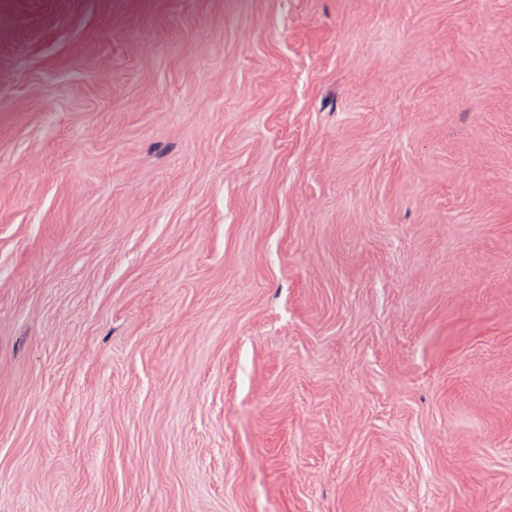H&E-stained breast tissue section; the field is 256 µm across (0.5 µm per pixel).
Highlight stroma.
<instances>
[{"instance_id": "35a3bbf8", "label": "stroma", "mask_w": 512, "mask_h": 512, "mask_svg": "<svg viewBox=\"0 0 512 512\" xmlns=\"http://www.w3.org/2000/svg\"><path fill=\"white\" fill-rule=\"evenodd\" d=\"M0 512H512V0H0Z\"/></svg>"}]
</instances>
